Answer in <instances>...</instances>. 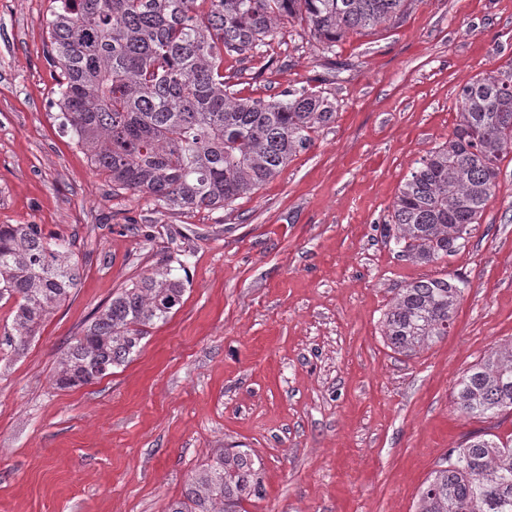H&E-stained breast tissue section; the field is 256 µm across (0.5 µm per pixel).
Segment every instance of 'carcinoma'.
<instances>
[{"instance_id": "cac0c4a2", "label": "carcinoma", "mask_w": 512, "mask_h": 512, "mask_svg": "<svg viewBox=\"0 0 512 512\" xmlns=\"http://www.w3.org/2000/svg\"><path fill=\"white\" fill-rule=\"evenodd\" d=\"M46 61L60 119L112 185L162 208L219 209L276 177L336 118L302 86L282 98H241L224 56L247 60L289 22L332 48L351 31L399 18L410 0H53ZM512 152V69L477 75L459 91L448 141L405 178L385 225L401 253L431 263L479 223ZM71 243L39 224H0V306L12 304L0 350L18 354L77 287ZM464 282L435 278L398 290L384 336L413 358L448 336ZM186 280L159 265L97 311L57 357L62 388L91 384L140 348L180 308ZM456 410L493 419L512 410V344L471 366ZM247 452L221 448L191 473L185 500L164 512H244L261 493ZM416 512H512V436L485 432L452 448L418 494Z\"/></svg>"}]
</instances>
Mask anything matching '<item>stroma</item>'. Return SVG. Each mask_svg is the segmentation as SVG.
<instances>
[{"instance_id": "35a3bbf8", "label": "stroma", "mask_w": 512, "mask_h": 512, "mask_svg": "<svg viewBox=\"0 0 512 512\" xmlns=\"http://www.w3.org/2000/svg\"><path fill=\"white\" fill-rule=\"evenodd\" d=\"M51 0H0V224L71 241L83 267L22 355L0 352V512H164L218 448L248 451L264 492L246 512H415L449 449L512 435L456 413L459 378L512 342V152L455 252L402 257L384 226L415 162L447 141L458 92L512 67V0H412L334 51L299 24L247 61L240 97L312 86L336 119L255 194L166 209L112 192L58 119L45 60ZM173 261L184 303L140 352L61 389L54 361L113 293ZM457 276L449 336L394 353L398 288Z\"/></svg>"}]
</instances>
